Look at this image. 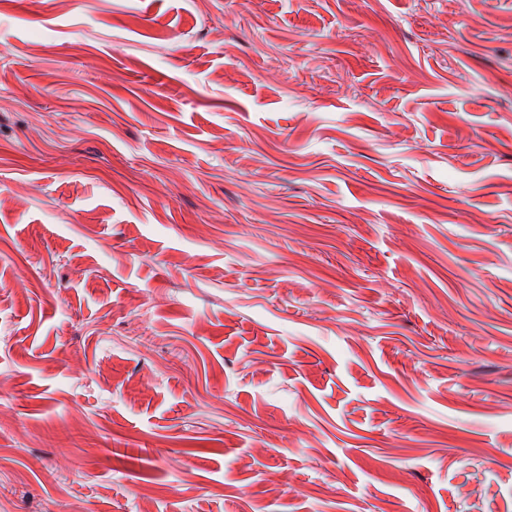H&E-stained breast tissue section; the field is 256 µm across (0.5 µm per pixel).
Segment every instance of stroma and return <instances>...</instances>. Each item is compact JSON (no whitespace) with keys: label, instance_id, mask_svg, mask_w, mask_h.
Returning a JSON list of instances; mask_svg holds the SVG:
<instances>
[{"label":"stroma","instance_id":"obj_1","mask_svg":"<svg viewBox=\"0 0 512 512\" xmlns=\"http://www.w3.org/2000/svg\"><path fill=\"white\" fill-rule=\"evenodd\" d=\"M0 512H512V0H0Z\"/></svg>","mask_w":512,"mask_h":512}]
</instances>
